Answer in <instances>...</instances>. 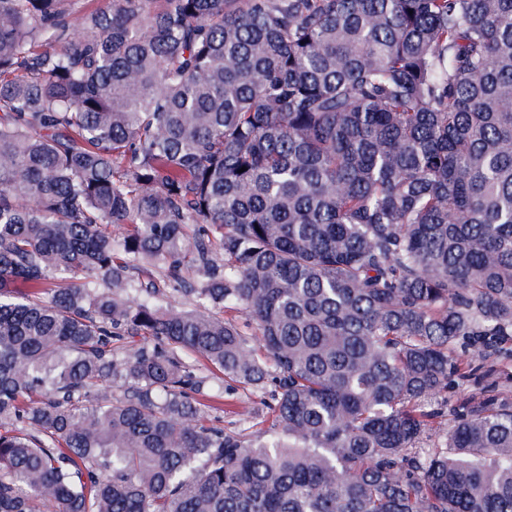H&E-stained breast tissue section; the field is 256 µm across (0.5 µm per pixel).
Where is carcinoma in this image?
<instances>
[{"instance_id": "obj_1", "label": "carcinoma", "mask_w": 512, "mask_h": 512, "mask_svg": "<svg viewBox=\"0 0 512 512\" xmlns=\"http://www.w3.org/2000/svg\"><path fill=\"white\" fill-rule=\"evenodd\" d=\"M495 360L512 0H0V512H512ZM199 375L206 377V388L204 392L209 393L211 387H222L224 390V403L235 405V409L246 410L249 414L237 416L225 414L221 410H206L205 417L208 424L224 430V432L250 434L261 427H267L271 423V411L268 404L271 400L260 392H253L243 389L233 382H224L220 374H211L208 370L200 367ZM491 383H493L491 387L495 386V390L498 393L512 400V376L506 380L504 375H492L486 378L485 381L481 382L480 384L475 383L473 380L463 382L458 381L456 385L448 389L447 428H450L453 424L452 416L450 415L449 410L464 400L480 397L485 390L491 389L486 388V386Z\"/></svg>"}]
</instances>
